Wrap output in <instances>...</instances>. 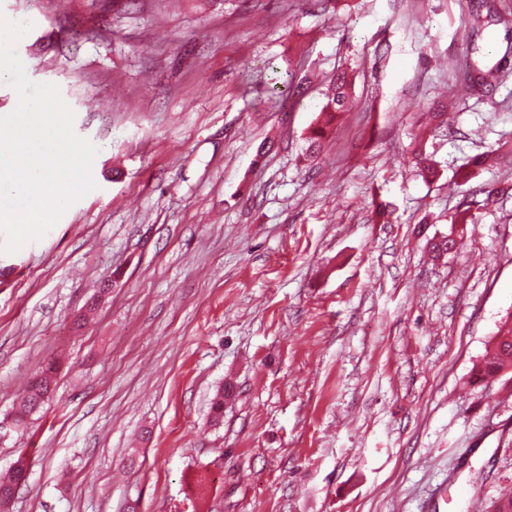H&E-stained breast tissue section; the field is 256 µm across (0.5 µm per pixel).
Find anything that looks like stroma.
I'll return each mask as SVG.
<instances>
[{
    "mask_svg": "<svg viewBox=\"0 0 512 512\" xmlns=\"http://www.w3.org/2000/svg\"><path fill=\"white\" fill-rule=\"evenodd\" d=\"M0 14L31 21L28 79L99 149L95 189L0 253V471L29 462L5 512H491L512 491V372L471 380L512 315V165L462 176L512 146V0ZM494 66L490 90H465ZM343 70L354 105L306 156ZM285 72L298 103L255 105L246 82ZM51 361L50 401L14 430Z\"/></svg>",
    "mask_w": 512,
    "mask_h": 512,
    "instance_id": "stroma-1",
    "label": "stroma"
}]
</instances>
